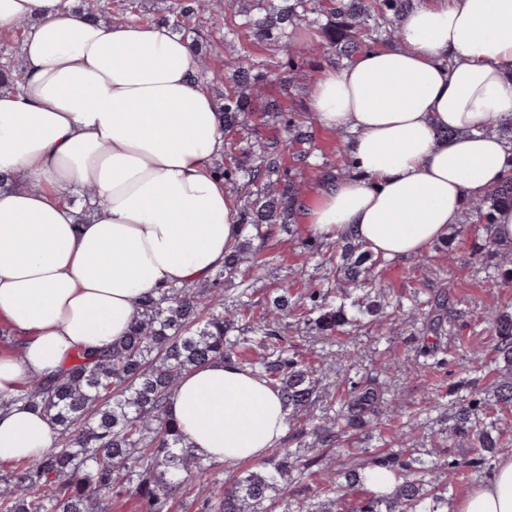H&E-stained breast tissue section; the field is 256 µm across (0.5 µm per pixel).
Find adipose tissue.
<instances>
[{"label": "adipose tissue", "mask_w": 512, "mask_h": 512, "mask_svg": "<svg viewBox=\"0 0 512 512\" xmlns=\"http://www.w3.org/2000/svg\"><path fill=\"white\" fill-rule=\"evenodd\" d=\"M30 20L23 80L0 89V458L57 444L15 396L75 350L122 341L139 297L207 280L242 239L240 203L214 173L224 117L197 82L199 57L166 25L112 24L68 0H0V35ZM402 42L360 50L312 79L307 107L348 132L351 175L300 200L301 223L405 260L445 239L464 204L512 175V0H415ZM95 188L91 209L70 202ZM184 443L232 468L288 431L278 390L221 359L168 402ZM453 512H512V455Z\"/></svg>", "instance_id": "1"}]
</instances>
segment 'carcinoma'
I'll list each match as a JSON object with an SVG mask.
<instances>
[{
	"label": "carcinoma",
	"mask_w": 512,
	"mask_h": 512,
	"mask_svg": "<svg viewBox=\"0 0 512 512\" xmlns=\"http://www.w3.org/2000/svg\"><path fill=\"white\" fill-rule=\"evenodd\" d=\"M178 0L172 30L197 44L217 14L229 17L252 44L271 47V57L254 61L245 55L227 64L225 91L218 95L224 133L233 135L248 112L265 114L274 132L263 135L241 158L236 156L214 172L239 193L244 235L224 267L196 284L173 286L139 301L138 315L126 339L105 350L76 351L65 370L50 380H35L15 397L43 412L59 428L57 447L34 460L0 463V512H107L114 498L134 501L135 512H169L175 497L191 494L196 485L210 487L204 512H277L288 510V484L296 472L311 483L313 494L296 503V512H448L449 486L459 467L479 471L487 455L500 447L503 416L512 414V312L494 308L487 321L494 333V357L471 349L475 370L495 367L490 397L472 392L453 401L452 424L446 437L468 444L472 457L443 460L444 449L412 448L403 437L397 447L371 453L345 447L350 436L371 425L382 409L405 419L414 430L420 413L403 411L378 374L349 381L345 396L322 424L308 413L321 398L323 376L304 362L286 338L290 318L326 338L348 326L352 332L374 327L377 335L393 332V323L367 319L376 311L371 291L350 299L345 288L311 286L300 295L283 285L262 312L252 308L247 291L224 294V282L257 264L265 240L291 223L302 197L300 183L288 176L283 161L288 150L308 139L301 111L283 105L271 92L281 72L297 66L296 46L282 41L290 29L323 12L321 0ZM411 0H337L321 27V40L303 42L313 57L329 54L350 60L364 46L395 42L400 17ZM503 204L512 205V177L494 185L471 203L469 215L490 226ZM348 260L344 281L366 284L364 265L372 254L349 239L334 243ZM449 313L448 293L434 294L425 309L409 317L421 321V336L412 356L418 370L440 366L446 350L439 332ZM246 322L248 336L236 335ZM214 359L249 366L278 388L288 406V434L259 462L234 469L221 482L212 465L183 444L167 406L180 378ZM336 450V458L327 451ZM383 467L395 477L394 490L381 494L366 485L369 471Z\"/></svg>",
	"instance_id": "cac0c4a2"
}]
</instances>
